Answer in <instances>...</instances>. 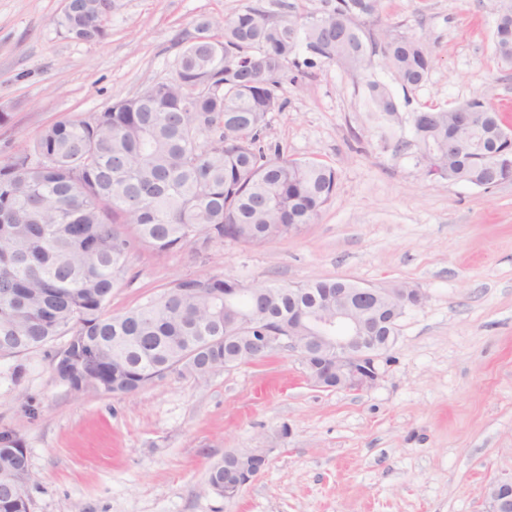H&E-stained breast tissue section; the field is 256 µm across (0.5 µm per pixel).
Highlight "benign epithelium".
<instances>
[{
  "mask_svg": "<svg viewBox=\"0 0 512 512\" xmlns=\"http://www.w3.org/2000/svg\"><path fill=\"white\" fill-rule=\"evenodd\" d=\"M381 292L377 288L360 286L346 291L336 289L317 302L316 322L298 324L288 328L286 336H250L253 346L266 350H287L300 357L304 368L312 360L336 371V389L362 392L373 387L379 377L378 360L396 340V333L375 337L373 351L363 349V328L369 322L379 302ZM393 300L401 309L417 307L424 303L425 292L420 288L404 286L394 289ZM243 468L237 478L247 475L256 478L268 464V453L254 448L241 453ZM485 512H512V481H494L481 490Z\"/></svg>",
  "mask_w": 512,
  "mask_h": 512,
  "instance_id": "7a95c632",
  "label": "benign epithelium"
}]
</instances>
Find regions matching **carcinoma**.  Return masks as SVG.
<instances>
[{"label": "carcinoma", "instance_id": "cac0c4a2", "mask_svg": "<svg viewBox=\"0 0 512 512\" xmlns=\"http://www.w3.org/2000/svg\"><path fill=\"white\" fill-rule=\"evenodd\" d=\"M325 2L330 9L300 20L247 6L220 35L199 19V40L182 47L173 78L53 123L0 165V358L65 336L52 371L78 394L127 395L172 372L202 380L224 369V333L240 316L275 336L305 304L301 289L350 285L263 283L226 307L224 292L240 281L203 273L121 314L109 310L137 245L157 253L224 240L259 246L314 223L332 201L335 168L287 159L261 138L268 113L284 106L277 89L288 65L335 62L363 76L378 54L404 89L427 81L432 52L422 38L386 30L377 41L356 23L380 0ZM77 5L56 25L92 42L106 35L120 0ZM494 11V53L512 66V0H495ZM365 86L375 118L396 121L390 91L376 80ZM410 125L424 177L483 189L512 180V131L482 98L415 112ZM233 456L208 470L220 496ZM34 482L24 448L0 432V512H27Z\"/></svg>", "mask_w": 512, "mask_h": 512}]
</instances>
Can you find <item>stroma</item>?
<instances>
[{
	"instance_id": "1",
	"label": "stroma",
	"mask_w": 512,
	"mask_h": 512,
	"mask_svg": "<svg viewBox=\"0 0 512 512\" xmlns=\"http://www.w3.org/2000/svg\"><path fill=\"white\" fill-rule=\"evenodd\" d=\"M63 0H0V162L67 116L86 117L173 78L179 40L247 6L307 17L322 0H121L98 42L58 30ZM488 0H381L367 33L424 37L428 80L403 89L373 65L400 111L368 112L359 78L317 63L285 76L265 140L285 158L334 167L338 187L315 223L257 247L136 249L110 309L119 314L173 280L229 274L247 285L343 278L421 288L398 322L381 376L364 392L325 390L297 354L176 373L123 396L78 395L55 379L51 348L0 358V431L26 448L29 512H484V485L512 480V182L490 189L424 178L409 117L483 97L512 128V68L492 49ZM270 463L236 500L209 487L229 452Z\"/></svg>"
}]
</instances>
